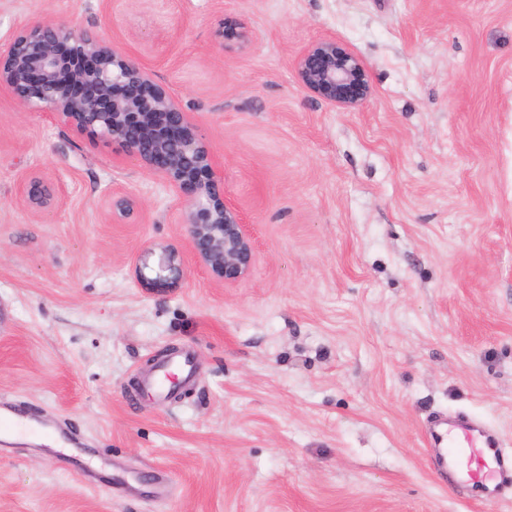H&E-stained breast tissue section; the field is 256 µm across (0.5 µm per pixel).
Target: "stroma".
Listing matches in <instances>:
<instances>
[{"instance_id": "35a3bbf8", "label": "stroma", "mask_w": 512, "mask_h": 512, "mask_svg": "<svg viewBox=\"0 0 512 512\" xmlns=\"http://www.w3.org/2000/svg\"><path fill=\"white\" fill-rule=\"evenodd\" d=\"M36 18L177 97L255 266L216 279L156 175L0 89V402L82 461L10 441L0 512H512V486L470 500L424 446L464 411L512 451V0H0V40ZM323 39L361 59L359 108L302 87ZM35 174L51 209L23 201ZM117 194L139 203L123 224ZM162 246L174 288L135 275ZM172 346L192 385L128 394ZM150 268L154 273L149 277L145 269ZM187 274L184 259L179 251L163 248L156 267H149L147 262H142L137 268L138 277L150 285L163 287H177L185 279Z\"/></svg>"}]
</instances>
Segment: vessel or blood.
Returning a JSON list of instances; mask_svg holds the SVG:
<instances>
[{"label": "vessel or blood", "mask_w": 512, "mask_h": 512, "mask_svg": "<svg viewBox=\"0 0 512 512\" xmlns=\"http://www.w3.org/2000/svg\"><path fill=\"white\" fill-rule=\"evenodd\" d=\"M174 358L160 364L147 381L148 389L169 397L172 369L183 368ZM428 453L436 473L449 486H461L476 501L499 497L503 487L512 484V453L503 450L496 431L463 415L438 421L426 436Z\"/></svg>", "instance_id": "1"}]
</instances>
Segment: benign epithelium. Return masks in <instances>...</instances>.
Masks as SVG:
<instances>
[{
    "mask_svg": "<svg viewBox=\"0 0 512 512\" xmlns=\"http://www.w3.org/2000/svg\"><path fill=\"white\" fill-rule=\"evenodd\" d=\"M62 46L93 58L94 65L71 69ZM297 70L308 91L332 104L353 108L369 96L361 60L333 40L314 44L299 58ZM1 88L32 112H48L59 122L121 144L129 157L183 197V223L208 271L226 281L250 275L253 242L241 211L224 201L203 134L138 58L94 32L40 19L0 42ZM23 198L30 209L41 211L54 204L56 191L33 176ZM135 209L128 196L112 200V215L119 220L130 219ZM186 274L180 252L168 248L161 250L155 267L144 261L137 268L142 281L163 287L180 285Z\"/></svg>",
    "mask_w": 512,
    "mask_h": 512,
    "instance_id": "1",
    "label": "benign epithelium"
}]
</instances>
